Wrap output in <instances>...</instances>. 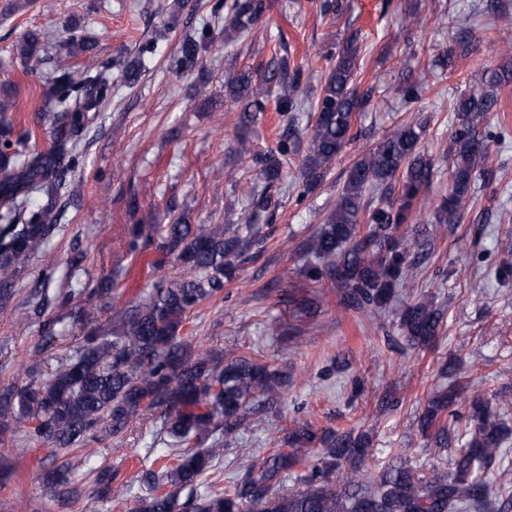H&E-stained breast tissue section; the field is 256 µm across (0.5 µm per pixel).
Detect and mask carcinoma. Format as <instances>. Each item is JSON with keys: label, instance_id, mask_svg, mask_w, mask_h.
Masks as SVG:
<instances>
[{"label": "carcinoma", "instance_id": "cac0c4a2", "mask_svg": "<svg viewBox=\"0 0 512 512\" xmlns=\"http://www.w3.org/2000/svg\"><path fill=\"white\" fill-rule=\"evenodd\" d=\"M265 10L264 0H233L225 16L224 41L244 37ZM93 44L71 28L61 40L53 68L45 79L46 91L37 119L53 133L43 151L27 149L25 135L0 116V304L11 297L18 270L26 264L36 245L58 221L57 197L64 176L75 161L74 148L95 113L101 111L107 85L91 67L73 59ZM475 50L470 40H459L442 57L452 72L460 56ZM43 36L25 34L16 45V55L30 73L43 69L47 58ZM199 43L186 38L174 68L181 73L197 62ZM511 61L484 72L482 82L454 101L458 123L448 142V176L452 192L434 212L437 224H458L462 207L472 196L475 173L488 148V136L477 131V117L497 111L498 91L512 83ZM328 72L314 97L298 94L301 70L280 61L263 78L279 87L275 110L285 117L293 112H311L310 128L301 177L309 188L327 175L338 154L351 141L355 114L369 100L372 88L360 89L357 38L327 57ZM109 66L134 84L140 65L119 56ZM251 78L242 72L225 84V93L242 105V120L267 111L269 99L250 90ZM427 89L423 77L406 78L398 86L409 103ZM426 123L405 125L377 142L348 169L333 210L320 229L303 244L311 261L301 275L313 281L330 280L340 292L341 304L355 313L381 317L401 290L406 296L396 313L398 329L413 348H424L436 339L444 311L427 295L411 294L421 270L422 257L408 235L405 223L417 216L419 197L438 170L432 155L422 151L420 141ZM301 141L282 134L276 145L254 151L247 138L239 150L259 166L263 189L246 190L254 208L269 206V190L280 183L288 157L300 151ZM402 178L398 198L366 211L363 193L372 188L392 190ZM44 199L27 213L19 203L29 196ZM368 214L366 227L361 216ZM165 224H131L125 236V251L132 255L157 236L165 256H172L183 275L162 276L143 295L124 300L116 287L124 275L117 262L112 271L80 288H64L57 300L71 307L82 335L71 337L72 352L57 361L46 376L28 368L29 381L22 387L0 390V417H12L14 428L23 429L46 445L48 456L70 450L82 454L70 459L64 469H53L43 479V494L57 496L73 472L82 469L98 450L101 433L119 432L155 411L165 418L166 460L160 476L152 478L142 512H244L246 504L258 512H512V477L500 475L496 486L483 474L490 471L512 437L502 410L506 403L491 404L476 393L465 399L468 427L462 433L464 447L454 450L451 468L428 478L408 464V449L402 448L378 473L363 465L370 436L366 432L317 429L307 420L280 424V416L266 420L270 453L256 474L234 480L227 491L210 485L197 491L199 481L224 457L225 442L248 430L251 417L282 401L288 375L270 359L252 354L200 350L181 331L202 303L224 290V283L239 274L242 257L263 242L266 224H253L229 207L222 224H189L185 217L164 214ZM112 296L110 326L99 324L101 309L94 299ZM460 387L448 385L429 398L419 417L420 430L437 447H451L449 424L461 419L456 409ZM0 423V437L9 432ZM294 477L301 487L284 491L280 485ZM187 492L184 502L179 495Z\"/></svg>", "mask_w": 512, "mask_h": 512}]
</instances>
